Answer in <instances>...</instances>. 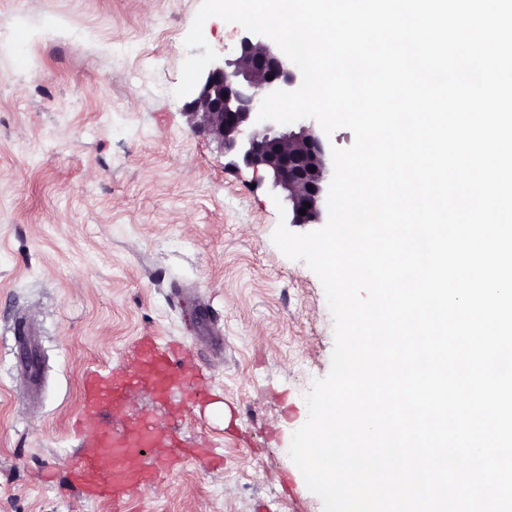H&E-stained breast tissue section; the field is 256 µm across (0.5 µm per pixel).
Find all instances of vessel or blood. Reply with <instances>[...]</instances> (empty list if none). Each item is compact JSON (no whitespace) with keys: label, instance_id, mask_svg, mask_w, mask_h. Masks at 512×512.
<instances>
[{"label":"vessel or blood","instance_id":"1","mask_svg":"<svg viewBox=\"0 0 512 512\" xmlns=\"http://www.w3.org/2000/svg\"><path fill=\"white\" fill-rule=\"evenodd\" d=\"M33 334L26 318H17L12 325L17 368L31 374V363L22 361ZM130 366L126 369L93 368L88 370L84 384L83 410L96 425L86 432L81 442V462L78 477L88 495L122 498L131 489L152 483L161 477L169 465L167 455H160L152 466H145L141 450L159 447L151 423L122 432L112 431L110 417L115 406L127 393L139 385H149L156 395H165L174 387L191 382L194 369L190 358L171 348L156 336H142L129 348Z\"/></svg>","mask_w":512,"mask_h":512}]
</instances>
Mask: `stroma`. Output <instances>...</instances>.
<instances>
[{
    "label": "stroma",
    "instance_id": "obj_1",
    "mask_svg": "<svg viewBox=\"0 0 512 512\" xmlns=\"http://www.w3.org/2000/svg\"><path fill=\"white\" fill-rule=\"evenodd\" d=\"M201 0H0V512H323L288 450L330 369L323 286L273 243L263 170L192 128L173 95ZM230 60L238 23L209 18ZM35 324L26 391L10 353ZM180 343L206 370L191 403L138 389L113 412L152 420L188 454L121 503L85 499L83 377L137 337ZM31 336H33L32 326L26 318H17L12 325L11 353L16 359V367L25 375L34 377L36 372L32 371V364L28 356L27 363L22 359V351L28 349Z\"/></svg>",
    "mask_w": 512,
    "mask_h": 512
}]
</instances>
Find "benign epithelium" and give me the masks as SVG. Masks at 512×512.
Here are the masks:
<instances>
[{
  "label": "benign epithelium",
  "mask_w": 512,
  "mask_h": 512,
  "mask_svg": "<svg viewBox=\"0 0 512 512\" xmlns=\"http://www.w3.org/2000/svg\"><path fill=\"white\" fill-rule=\"evenodd\" d=\"M297 67L278 49L244 38L238 56L218 62L189 103L188 122L205 130L226 154L268 173L288 201L291 224H318L322 216L327 160L320 137L302 122L283 129L266 121L244 133L259 113L262 94L289 90ZM310 207H305V204ZM305 214H300L301 209Z\"/></svg>",
  "instance_id": "benign-epithelium-1"
}]
</instances>
